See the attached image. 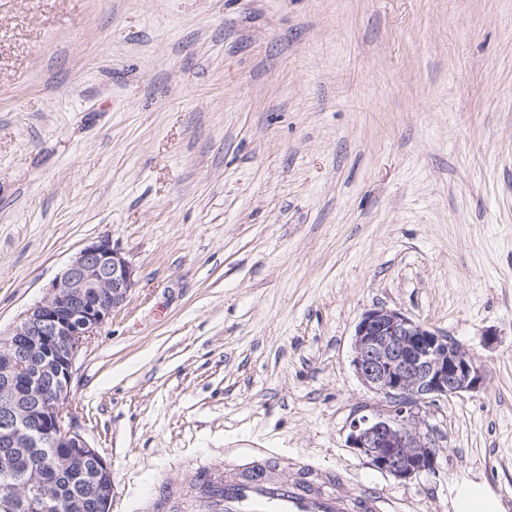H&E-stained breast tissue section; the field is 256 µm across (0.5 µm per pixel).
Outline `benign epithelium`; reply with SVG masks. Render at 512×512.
<instances>
[{"label":"benign epithelium","instance_id":"benign-epithelium-1","mask_svg":"<svg viewBox=\"0 0 512 512\" xmlns=\"http://www.w3.org/2000/svg\"><path fill=\"white\" fill-rule=\"evenodd\" d=\"M135 286L131 262L107 239L81 249L0 336V477L26 479L0 495V512H79L82 496L49 493L43 457L96 496L110 512L112 470L84 437L72 412L71 383L88 338L126 302ZM351 365L379 402L350 423L347 447L403 482L433 469L437 446L423 429L424 408L478 392L486 371L458 343L399 309L365 311L353 335Z\"/></svg>","mask_w":512,"mask_h":512}]
</instances>
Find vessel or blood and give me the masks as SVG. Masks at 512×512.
I'll list each match as a JSON object with an SVG mask.
<instances>
[{"instance_id": "b4317fda", "label": "vessel or blood", "mask_w": 512, "mask_h": 512, "mask_svg": "<svg viewBox=\"0 0 512 512\" xmlns=\"http://www.w3.org/2000/svg\"><path fill=\"white\" fill-rule=\"evenodd\" d=\"M280 459L257 448L242 449L238 462L212 461L199 469L191 494L154 481L141 512H398L394 499L367 489L339 492L336 472L296 463L293 475L274 478Z\"/></svg>"}]
</instances>
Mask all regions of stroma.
I'll use <instances>...</instances> for the list:
<instances>
[{
    "mask_svg": "<svg viewBox=\"0 0 512 512\" xmlns=\"http://www.w3.org/2000/svg\"><path fill=\"white\" fill-rule=\"evenodd\" d=\"M102 238L136 285L72 409L110 512L239 448L512 512V0H0V335ZM377 306L487 371L405 482L347 446ZM475 488L478 487L473 485H466L460 491V493L453 501L454 509L456 512H481L485 509H488L492 499L487 497L481 489L480 490L482 491L483 495L480 492L479 494H475Z\"/></svg>",
    "mask_w": 512,
    "mask_h": 512,
    "instance_id": "stroma-1",
    "label": "stroma"
}]
</instances>
